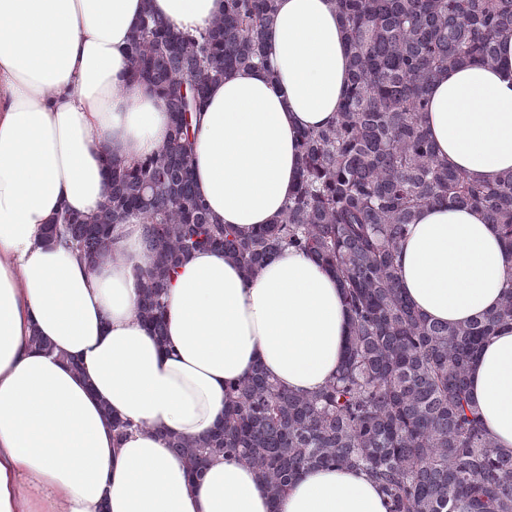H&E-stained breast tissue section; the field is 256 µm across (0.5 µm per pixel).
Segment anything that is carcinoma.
I'll return each mask as SVG.
<instances>
[{
    "mask_svg": "<svg viewBox=\"0 0 512 512\" xmlns=\"http://www.w3.org/2000/svg\"><path fill=\"white\" fill-rule=\"evenodd\" d=\"M128 50L131 74L195 115L198 94L238 67H268L265 32L276 0H224L196 37L175 31L145 0ZM350 47L348 88L336 122L299 136L300 180L272 224L250 234L212 219L194 191L193 130L172 122L160 151L112 164L94 219L64 212L46 239L64 238L90 263L114 225L146 220L149 260L139 319L164 342V308L180 260L221 248L250 276L285 248L335 273L351 311L346 356L318 393L299 395L262 370L225 392L224 425L167 445L192 479L213 457L252 468L272 502L305 469L367 471L389 512H512V452L471 407L467 375L481 345L512 324V286L495 311L466 325L432 322L399 289L396 255L416 212L448 202L480 209L512 248V172L493 185L448 168L422 127L430 83L467 63L492 66L512 35V0H334Z\"/></svg>",
    "mask_w": 512,
    "mask_h": 512,
    "instance_id": "cac0c4a2",
    "label": "carcinoma"
}]
</instances>
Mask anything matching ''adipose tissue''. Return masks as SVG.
<instances>
[{"label": "adipose tissue", "instance_id": "1", "mask_svg": "<svg viewBox=\"0 0 512 512\" xmlns=\"http://www.w3.org/2000/svg\"><path fill=\"white\" fill-rule=\"evenodd\" d=\"M148 4L194 34L224 10V0H0V512H389L362 470H304L274 505L235 458L214 457L194 481L165 442L221 426L226 388L254 369L304 395L334 377L350 312L332 272L291 249L251 277L221 250L192 252L161 343L138 319L141 219L117 224L95 265L44 240L58 212L98 214L108 162L141 161L170 135L166 98L128 68ZM265 49L270 70L237 68L210 86L195 137V191L241 232L282 212L299 180V132L334 123L347 90L333 0H277ZM428 99L422 125L450 168L483 185L512 171V36L497 64L448 69ZM397 263L404 298L441 323L494 311L512 286L498 227L468 206L422 207ZM469 381L486 429L512 451V326L485 342ZM116 417L137 430L116 438Z\"/></svg>", "mask_w": 512, "mask_h": 512}]
</instances>
